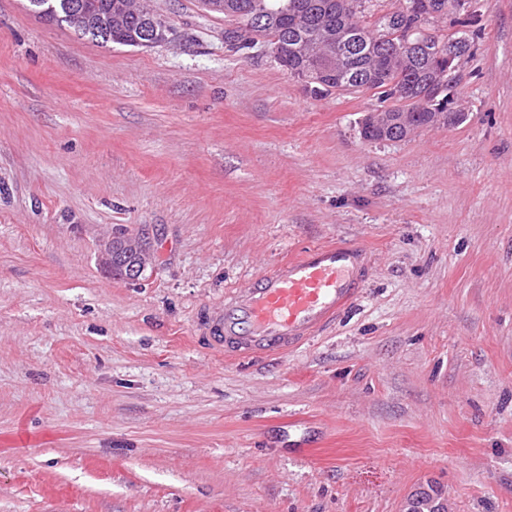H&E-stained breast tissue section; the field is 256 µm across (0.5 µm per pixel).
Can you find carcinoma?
<instances>
[{"instance_id": "1", "label": "carcinoma", "mask_w": 512, "mask_h": 512, "mask_svg": "<svg viewBox=\"0 0 512 512\" xmlns=\"http://www.w3.org/2000/svg\"><path fill=\"white\" fill-rule=\"evenodd\" d=\"M224 42L238 48H250L258 37L283 40L286 60L280 66L298 69L313 76L306 82L313 94L332 91L374 90L383 100H393L389 112L409 114L407 129L393 134L399 141L415 130L428 126L429 114L440 109L451 113L450 124H460L465 114L454 107L453 82L448 76V39L456 40L455 59L471 52L474 40L466 33L448 37L431 34L428 50L413 57L399 50L401 38L435 18L448 15L455 0H404V5L382 17L371 30L361 23L369 0H222ZM143 21L139 17L113 24L107 36L94 37L103 43L137 46ZM327 27L344 30L361 43L352 54L349 73L332 74L333 62L342 47L321 38Z\"/></svg>"}]
</instances>
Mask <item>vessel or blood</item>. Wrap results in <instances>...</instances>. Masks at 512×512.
Instances as JSON below:
<instances>
[{
    "label": "vessel or blood",
    "mask_w": 512,
    "mask_h": 512,
    "mask_svg": "<svg viewBox=\"0 0 512 512\" xmlns=\"http://www.w3.org/2000/svg\"><path fill=\"white\" fill-rule=\"evenodd\" d=\"M366 272L362 247L315 246L229 291L200 326L230 360L287 354L335 322L357 299Z\"/></svg>",
    "instance_id": "obj_1"
}]
</instances>
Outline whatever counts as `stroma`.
<instances>
[{
	"mask_svg": "<svg viewBox=\"0 0 512 512\" xmlns=\"http://www.w3.org/2000/svg\"><path fill=\"white\" fill-rule=\"evenodd\" d=\"M152 48L0 0V512H512V0L446 33L457 125L367 141L222 16ZM145 236L138 280L101 241ZM368 272L335 325L238 363L202 311L310 247Z\"/></svg>",
	"mask_w": 512,
	"mask_h": 512,
	"instance_id": "1",
	"label": "stroma"
}]
</instances>
